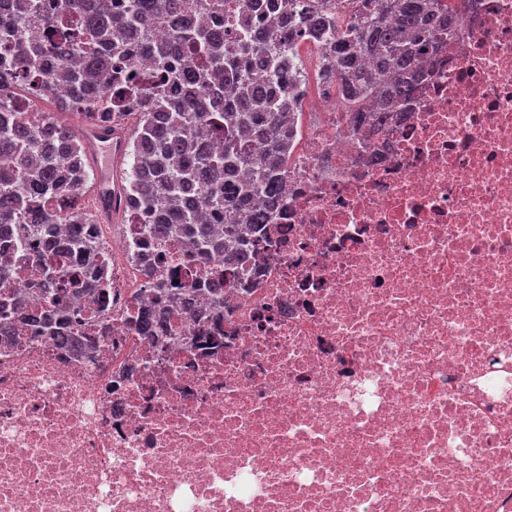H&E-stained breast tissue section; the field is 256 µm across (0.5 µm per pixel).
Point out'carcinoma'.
<instances>
[{
    "instance_id": "cac0c4a2",
    "label": "carcinoma",
    "mask_w": 512,
    "mask_h": 512,
    "mask_svg": "<svg viewBox=\"0 0 512 512\" xmlns=\"http://www.w3.org/2000/svg\"><path fill=\"white\" fill-rule=\"evenodd\" d=\"M63 12L44 15L40 0H15V10L0 17V37L15 35L13 23L47 26L63 36L44 46L27 45L13 66H34L53 56L64 62L77 54L82 64L62 69L68 96L57 100L60 112H76L98 93L128 89L118 71L141 54L155 58L168 76L166 88L144 84L135 97L140 122L125 143L132 158L122 181L123 215L142 208L146 240L189 244L188 261L224 253V265H241L250 248L266 239L267 214L286 204L280 189L300 113L296 85L303 77L296 52L302 39L329 41L322 59L327 76H336L337 103L358 127L368 120L386 122L395 105L410 98L421 67L437 53L462 5L457 0H364L342 27L316 5L284 0L281 14L269 15L277 0H242L244 49L224 50V34L200 25L181 10L178 0H129L114 14L106 0H62ZM167 19V41L148 36L151 21ZM259 50L265 77H252L249 49ZM190 51L200 61L174 69L171 60ZM224 136L217 151L212 137ZM83 140L51 118L36 129L28 112H0V235L22 224L33 246L62 248L75 267L92 264L96 238L74 225L58 243L62 219L49 209L25 202L70 205L82 198L90 179ZM254 177L245 181L238 172ZM43 280L67 277L75 292L95 287L85 274L68 272L55 259L40 263ZM156 307L139 313L138 330L147 337L168 333Z\"/></svg>"
}]
</instances>
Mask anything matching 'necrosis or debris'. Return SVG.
<instances>
[{"label":"necrosis or debris","mask_w":512,"mask_h":512,"mask_svg":"<svg viewBox=\"0 0 512 512\" xmlns=\"http://www.w3.org/2000/svg\"><path fill=\"white\" fill-rule=\"evenodd\" d=\"M390 123L313 92L271 247L223 282L183 244L131 262L135 225L67 294L96 344L32 334L36 249L0 238V512H512V0H469ZM177 278L166 350L138 333Z\"/></svg>","instance_id":"necrosis-or-debris-1"}]
</instances>
